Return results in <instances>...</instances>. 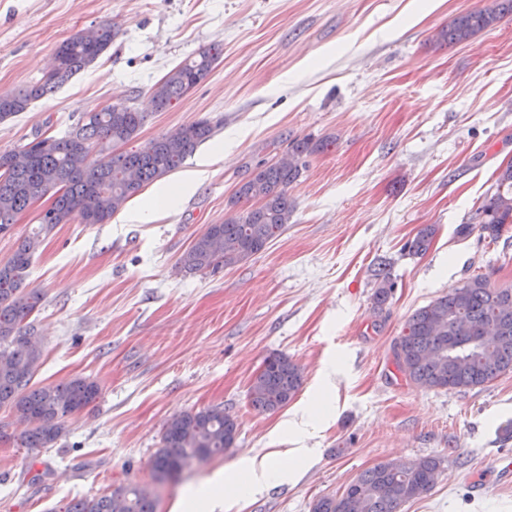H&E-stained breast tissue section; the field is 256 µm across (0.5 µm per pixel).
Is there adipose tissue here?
<instances>
[{
	"instance_id": "1",
	"label": "adipose tissue",
	"mask_w": 512,
	"mask_h": 512,
	"mask_svg": "<svg viewBox=\"0 0 512 512\" xmlns=\"http://www.w3.org/2000/svg\"><path fill=\"white\" fill-rule=\"evenodd\" d=\"M223 149L210 151L198 163L197 169L185 173L179 179L163 184L146 202L126 209L124 223L147 224L174 209L180 200L198 183L206 179L212 165L223 161ZM302 451L298 448H281L262 459L247 458L231 476H215L207 484L188 488L180 504L181 512H201L215 499L223 500L226 508H233L235 495L242 485L259 488L270 483L277 472L294 468Z\"/></svg>"
}]
</instances>
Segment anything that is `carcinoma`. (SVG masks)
<instances>
[{"label": "carcinoma", "instance_id": "obj_1", "mask_svg": "<svg viewBox=\"0 0 512 512\" xmlns=\"http://www.w3.org/2000/svg\"><path fill=\"white\" fill-rule=\"evenodd\" d=\"M512 11V0L460 15L439 38L450 43L469 40ZM108 24L84 30L59 46L58 65L15 93L0 94V122L25 111L93 64L112 44ZM221 50L199 51L172 68L152 88L156 110L162 111L204 80ZM146 115L130 105H111L92 112L64 136L34 139L25 158L0 153V234L37 200L52 199L51 218H40L49 231L77 212L86 224H105L143 187L178 169L215 126L199 119L165 134L143 150L115 153L112 147L134 138ZM101 158L89 162L93 149ZM318 149L308 139L291 142L288 153L273 163L257 165L237 187L230 206L242 208L222 224H211L179 259L186 272L216 274L260 252L292 216L288 185L306 168V157ZM481 230L495 242L512 224V162L499 168L496 191L479 207ZM435 228L427 225L407 243L414 254L425 253ZM39 237L22 241L12 257L0 264V406L10 408L25 428L13 436L0 430V443L14 439L24 448H51L61 438L65 417L85 409L99 397L98 383L76 377L59 384L36 386L43 350L34 344L28 318L39 307L42 293L27 288L31 257ZM375 304L389 299L394 283L386 264L374 270ZM500 332L488 341L478 336L489 325ZM393 360L401 378L420 389L465 392L512 371V287H493L489 277L476 275L461 286L416 309L394 340ZM303 383L301 368L283 353L267 356L253 378L251 406L275 412L288 405ZM235 419L219 407L185 411L164 427L153 467L164 475L179 473L189 462L205 461L234 446ZM440 475L435 458L386 461L359 474L339 495L323 496L311 512H400L403 504L430 490ZM64 512H156L154 500L134 484L119 485L99 497L74 499Z\"/></svg>", "mask_w": 512, "mask_h": 512}]
</instances>
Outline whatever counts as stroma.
Wrapping results in <instances>:
<instances>
[{"label": "stroma", "instance_id": "obj_1", "mask_svg": "<svg viewBox=\"0 0 512 512\" xmlns=\"http://www.w3.org/2000/svg\"><path fill=\"white\" fill-rule=\"evenodd\" d=\"M493 0H0V94L40 79L57 46L108 22L109 50L60 89L0 123V153L60 137L87 113L128 104L147 119L128 149L201 118L224 160L178 208L150 224L54 227L28 283L43 346L35 384L95 380L94 404L63 421L51 448L0 444V512H59L125 484L157 512L187 488L276 448H306L294 472L232 510L311 512L378 463L433 456L437 483L401 512H512V372L466 392L406 385L392 345L418 308L476 274L512 284V238L489 243L478 213L512 160V12L460 43L438 41L457 15ZM212 72L163 112L151 86L202 48ZM328 141L288 187L294 211L266 248L216 275L178 261L233 215L229 200L293 138ZM435 225L422 255L406 248ZM470 234H458L459 225ZM386 262L394 291L373 300ZM301 366L287 406L261 413L250 383L270 354ZM219 406L234 448L177 478L152 461L167 419Z\"/></svg>", "mask_w": 512, "mask_h": 512}]
</instances>
